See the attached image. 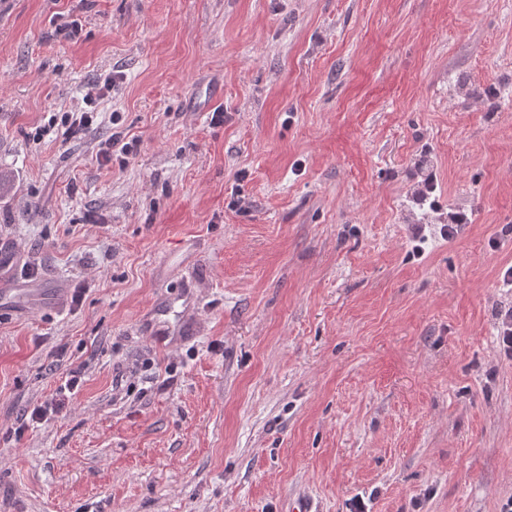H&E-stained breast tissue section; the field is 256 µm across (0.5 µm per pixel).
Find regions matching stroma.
<instances>
[{"label": "stroma", "instance_id": "35a3bbf8", "mask_svg": "<svg viewBox=\"0 0 512 512\" xmlns=\"http://www.w3.org/2000/svg\"><path fill=\"white\" fill-rule=\"evenodd\" d=\"M0 177V512L512 500V0H0Z\"/></svg>", "mask_w": 512, "mask_h": 512}]
</instances>
